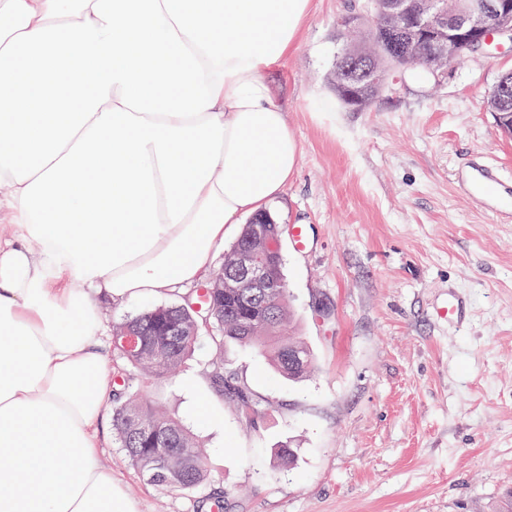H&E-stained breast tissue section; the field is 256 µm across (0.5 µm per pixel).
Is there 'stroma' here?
I'll list each match as a JSON object with an SVG mask.
<instances>
[{
	"label": "stroma",
	"instance_id": "35a3bbf8",
	"mask_svg": "<svg viewBox=\"0 0 512 512\" xmlns=\"http://www.w3.org/2000/svg\"><path fill=\"white\" fill-rule=\"evenodd\" d=\"M351 0H310L298 48L264 74L288 115L298 164L266 207L309 228L283 244L289 308L310 347V377L291 381L267 356L228 342L224 369L260 401L253 419L211 389L201 335L174 381L138 379L204 447L208 481L194 493L143 480L104 417L101 457L138 512H491L512 490V223L472 203L458 176L482 158L512 179V136L488 107L512 51L476 52L433 82L407 75L351 112L330 88ZM199 279L124 305L98 299L107 325L181 300ZM470 319L438 322L449 289ZM207 399L212 414L198 415ZM295 451L283 463L277 449Z\"/></svg>",
	"mask_w": 512,
	"mask_h": 512
}]
</instances>
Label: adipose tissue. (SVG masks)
<instances>
[{
	"label": "adipose tissue",
	"instance_id": "adipose-tissue-1",
	"mask_svg": "<svg viewBox=\"0 0 512 512\" xmlns=\"http://www.w3.org/2000/svg\"><path fill=\"white\" fill-rule=\"evenodd\" d=\"M310 0H0V512H137L98 459L95 296L199 279L298 144L263 79Z\"/></svg>",
	"mask_w": 512,
	"mask_h": 512
}]
</instances>
